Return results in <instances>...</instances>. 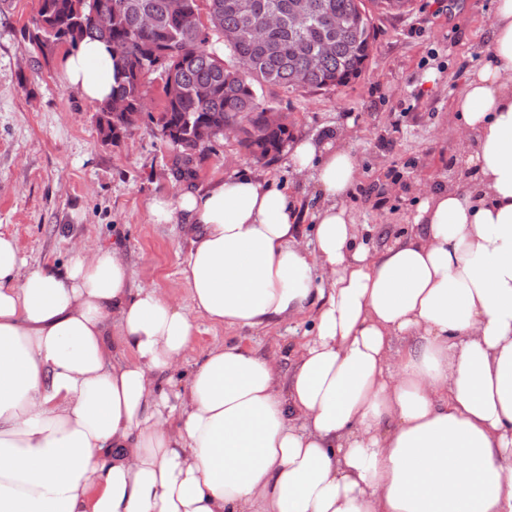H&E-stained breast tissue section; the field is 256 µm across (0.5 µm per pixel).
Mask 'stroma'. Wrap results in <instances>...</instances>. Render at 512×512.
Here are the masks:
<instances>
[{
	"mask_svg": "<svg viewBox=\"0 0 512 512\" xmlns=\"http://www.w3.org/2000/svg\"><path fill=\"white\" fill-rule=\"evenodd\" d=\"M37 0H0V233L15 239L28 264L63 269L76 245L124 248L135 286L154 288L189 308L180 269L190 248L182 225L154 223L149 205L187 186L209 188L231 172L273 178L312 211L315 188L281 149L257 159L236 138L210 143L192 178L176 175L179 152L148 119L117 143L104 142L97 106L62 86L65 46L41 53L31 41ZM496 0H413L410 12L373 15L375 50L367 68L337 90L289 92L263 86L262 103L287 115L294 139L346 127L359 157L346 205L359 224L402 229L416 213L418 186L448 176L460 153L452 104L489 36ZM190 373L209 346L239 342L288 355L308 335L307 318L258 330L196 317Z\"/></svg>",
	"mask_w": 512,
	"mask_h": 512,
	"instance_id": "stroma-1",
	"label": "stroma"
}]
</instances>
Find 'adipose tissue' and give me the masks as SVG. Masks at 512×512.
I'll return each mask as SVG.
<instances>
[{"label": "adipose tissue", "instance_id": "obj_1", "mask_svg": "<svg viewBox=\"0 0 512 512\" xmlns=\"http://www.w3.org/2000/svg\"><path fill=\"white\" fill-rule=\"evenodd\" d=\"M455 108L472 185L420 190L376 233L344 204L348 130L296 140L315 186L231 173L150 205L183 225L191 312L132 285L119 245L29 266L0 234V512H512V0ZM59 79L112 92L87 39ZM312 313L289 358L216 344L188 375L195 316L256 329Z\"/></svg>", "mask_w": 512, "mask_h": 512}]
</instances>
